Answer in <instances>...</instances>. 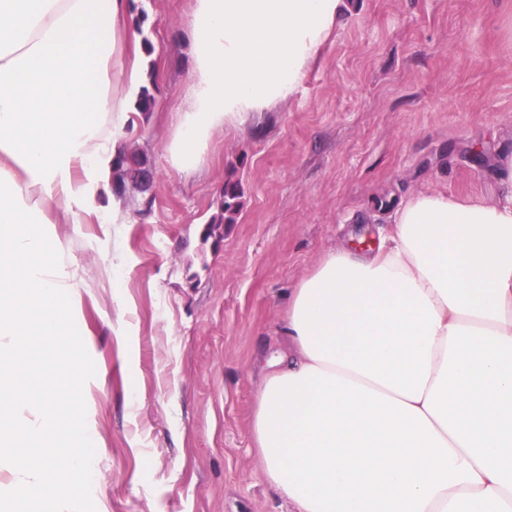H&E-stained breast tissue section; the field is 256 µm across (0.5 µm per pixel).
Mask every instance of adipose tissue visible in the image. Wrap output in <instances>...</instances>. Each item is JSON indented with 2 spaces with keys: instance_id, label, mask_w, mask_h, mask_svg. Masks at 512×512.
I'll return each instance as SVG.
<instances>
[{
  "instance_id": "obj_1",
  "label": "adipose tissue",
  "mask_w": 512,
  "mask_h": 512,
  "mask_svg": "<svg viewBox=\"0 0 512 512\" xmlns=\"http://www.w3.org/2000/svg\"><path fill=\"white\" fill-rule=\"evenodd\" d=\"M345 0H194L172 168L290 97ZM128 0H0V353L41 339L73 386L79 283L55 224L113 207L114 130L144 54ZM490 202L422 191L378 247L328 251L293 289L288 352L257 389L252 436L297 512H512V154Z\"/></svg>"
}]
</instances>
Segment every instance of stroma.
<instances>
[{"mask_svg":"<svg viewBox=\"0 0 512 512\" xmlns=\"http://www.w3.org/2000/svg\"><path fill=\"white\" fill-rule=\"evenodd\" d=\"M194 0H130L153 51L148 119L117 135L143 152L111 224H56L83 280L73 315L96 366L84 387L96 441V512H293L262 476L251 416L263 371L287 351L288 295L382 202L427 190L498 191L512 151V0H347L294 94L217 131L205 162L167 146L191 67ZM243 205L202 236L225 180Z\"/></svg>","mask_w":512,"mask_h":512,"instance_id":"stroma-1","label":"stroma"}]
</instances>
